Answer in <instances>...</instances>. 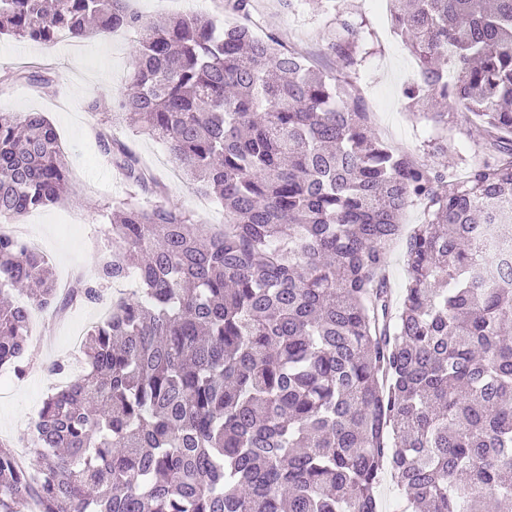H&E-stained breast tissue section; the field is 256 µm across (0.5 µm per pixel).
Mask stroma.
<instances>
[{
  "label": "stroma",
  "mask_w": 512,
  "mask_h": 512,
  "mask_svg": "<svg viewBox=\"0 0 512 512\" xmlns=\"http://www.w3.org/2000/svg\"><path fill=\"white\" fill-rule=\"evenodd\" d=\"M251 3V18L267 19L269 35L284 47L301 51L321 69H335L336 58L327 50L336 28L335 13L328 9L327 0H302L292 8L285 7L284 0ZM342 10L358 27L366 53L352 70L351 79L366 100L375 133L395 149L412 152L436 167L461 168L484 156L481 128L461 112L448 130V156L433 154L436 131L406 107L403 88L416 71V61L394 32L389 13L383 8L371 10L367 0H342ZM139 36V30L124 29L105 40L83 41L77 50L60 42L41 45L0 37V112L43 113L55 128L68 163L72 191L65 201L23 218L30 235L40 242L55 278L78 268L93 275L98 250L95 236L109 224L115 202L148 199L147 193L113 168L97 138L108 115L117 109L132 69V47ZM22 66L32 67L37 81H7V73ZM112 134L167 186L169 205L185 210L200 223H223L224 210L217 202L183 179L171 178L175 162L164 145L126 125L116 127ZM95 313V306L84 303L73 304L62 316L49 310L39 313L41 327L54 335L55 344L48 349L38 339H29L23 376H16L8 367L0 369V376L8 382L7 393L0 398V438L27 442L29 426L53 381L50 365L68 357L71 332L93 325Z\"/></svg>",
  "instance_id": "35a3bbf8"
}]
</instances>
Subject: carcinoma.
Returning <instances> with one entry per match:
<instances>
[{
  "mask_svg": "<svg viewBox=\"0 0 512 512\" xmlns=\"http://www.w3.org/2000/svg\"><path fill=\"white\" fill-rule=\"evenodd\" d=\"M413 52L408 108L485 134L464 178L384 143L350 80L358 27L336 13L322 73L241 22L156 24L129 0H0V35L37 43L136 28L119 119L166 146L224 207L198 224L119 201L80 301L109 315L82 373L44 399L17 460L0 440V512H404L512 502V0H389ZM125 179L165 193L112 136ZM69 169L38 112L0 113V223L64 200ZM406 283L391 303L401 218ZM66 300L43 254L0 234V366L25 373L30 316Z\"/></svg>",
  "mask_w": 512,
  "mask_h": 512,
  "instance_id": "1",
  "label": "carcinoma"
}]
</instances>
